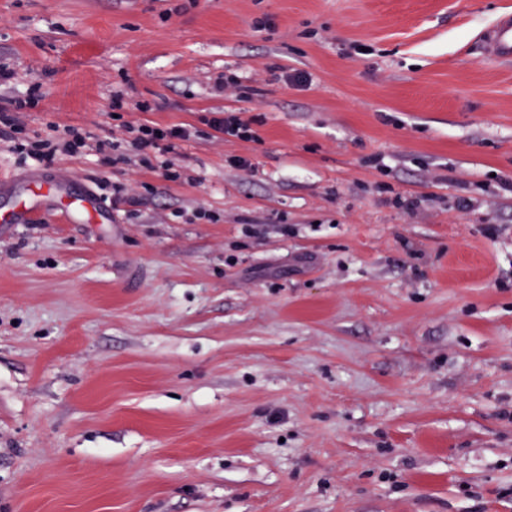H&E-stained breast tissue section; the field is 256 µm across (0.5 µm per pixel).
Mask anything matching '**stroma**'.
Listing matches in <instances>:
<instances>
[{"instance_id": "1", "label": "stroma", "mask_w": 512, "mask_h": 512, "mask_svg": "<svg viewBox=\"0 0 512 512\" xmlns=\"http://www.w3.org/2000/svg\"><path fill=\"white\" fill-rule=\"evenodd\" d=\"M505 12L0 0L29 136L118 144L0 141V512H512ZM484 42L489 57L512 58V15L498 18L484 33ZM65 135L66 137H60L49 134L46 139L36 144L31 153L39 160L51 164L58 155H74L86 146L85 137L77 128H67ZM128 131L136 133L131 144L138 151L157 149L162 153L175 154L179 142L186 141L190 137L189 130L182 126H172L165 130L140 126L137 129L130 127Z\"/></svg>"}]
</instances>
